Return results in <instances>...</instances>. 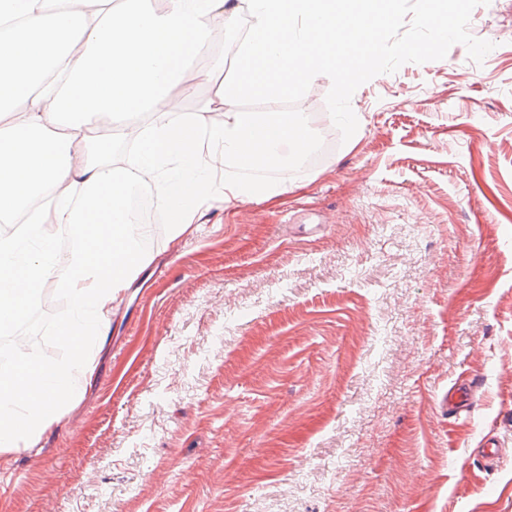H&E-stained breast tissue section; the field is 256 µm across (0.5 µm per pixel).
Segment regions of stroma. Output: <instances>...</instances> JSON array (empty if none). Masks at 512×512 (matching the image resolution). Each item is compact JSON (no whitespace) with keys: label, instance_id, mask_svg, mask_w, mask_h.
Instances as JSON below:
<instances>
[{"label":"stroma","instance_id":"1","mask_svg":"<svg viewBox=\"0 0 512 512\" xmlns=\"http://www.w3.org/2000/svg\"><path fill=\"white\" fill-rule=\"evenodd\" d=\"M465 15L482 54L413 51ZM379 40L378 74L302 84L336 145L271 171L287 192L178 236L158 212L74 408L0 451V512H512V0H398ZM67 273L29 358L68 356ZM474 376L480 409L442 416Z\"/></svg>","mask_w":512,"mask_h":512}]
</instances>
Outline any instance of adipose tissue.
I'll return each mask as SVG.
<instances>
[{"instance_id": "obj_1", "label": "adipose tissue", "mask_w": 512, "mask_h": 512, "mask_svg": "<svg viewBox=\"0 0 512 512\" xmlns=\"http://www.w3.org/2000/svg\"><path fill=\"white\" fill-rule=\"evenodd\" d=\"M392 0H248L251 23L237 75L215 90L224 122L202 112L179 117L167 107L172 90L194 96L224 61L197 66L201 52L224 36L237 0H0V115L18 119L0 131V221L24 225L22 238H0V324L31 309L59 264L48 225L67 228L79 245L62 287L67 321L79 338L68 362L16 356L0 362V448L26 449L64 415L61 390L80 396L93 345L143 264L146 230L126 208L129 189L151 182L167 205L175 233L216 203L244 202L288 189L284 180L255 178L280 164V144L312 149L317 135L303 112H244L242 102L297 94L311 71L359 74L371 53L358 21L383 23ZM323 25L312 41L306 25ZM143 114L130 125L135 159L114 166L100 140V121Z\"/></svg>"}]
</instances>
